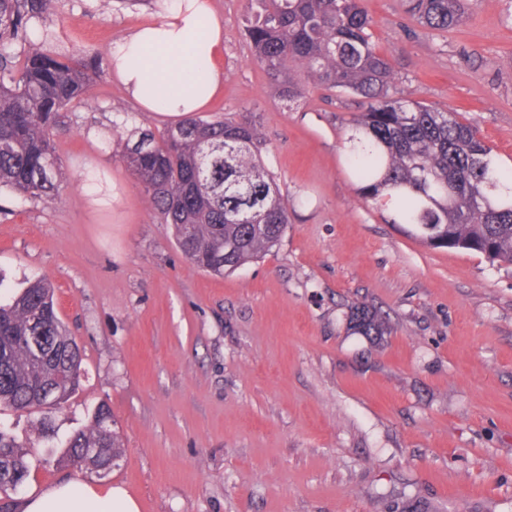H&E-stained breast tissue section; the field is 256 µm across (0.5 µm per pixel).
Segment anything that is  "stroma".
<instances>
[{
    "label": "stroma",
    "mask_w": 512,
    "mask_h": 512,
    "mask_svg": "<svg viewBox=\"0 0 512 512\" xmlns=\"http://www.w3.org/2000/svg\"><path fill=\"white\" fill-rule=\"evenodd\" d=\"M224 18V93L205 118L260 125L262 157L292 209L280 243L224 277L189 263L122 159L113 123L161 134L169 118L98 82L55 146L71 183L54 201L0 193V302L52 281L82 351L59 435L107 403L125 455L105 476L58 464L26 412L0 425L28 451L27 490L119 485L140 512H512V265L433 248L360 198L347 165L358 96L285 106L250 61V0ZM163 0H66L59 44L97 46ZM392 93L461 113L512 165V0H474L429 30L401 0H364ZM105 175L93 204L87 173ZM362 303L387 322L349 328Z\"/></svg>",
    "instance_id": "1"
}]
</instances>
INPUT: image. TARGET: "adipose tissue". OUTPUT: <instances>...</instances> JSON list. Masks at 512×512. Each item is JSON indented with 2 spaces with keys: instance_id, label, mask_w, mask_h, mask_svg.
Masks as SVG:
<instances>
[{
  "instance_id": "obj_1",
  "label": "adipose tissue",
  "mask_w": 512,
  "mask_h": 512,
  "mask_svg": "<svg viewBox=\"0 0 512 512\" xmlns=\"http://www.w3.org/2000/svg\"><path fill=\"white\" fill-rule=\"evenodd\" d=\"M224 53V21L210 0H172L162 16L132 28L113 44L116 78L146 110L175 120L201 111L224 89L219 59ZM204 69L203 84L189 83ZM23 512H139L119 486L69 482L30 493Z\"/></svg>"
}]
</instances>
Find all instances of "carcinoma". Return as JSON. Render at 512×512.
<instances>
[{
    "label": "carcinoma",
    "mask_w": 512,
    "mask_h": 512,
    "mask_svg": "<svg viewBox=\"0 0 512 512\" xmlns=\"http://www.w3.org/2000/svg\"><path fill=\"white\" fill-rule=\"evenodd\" d=\"M245 34L253 61L288 104L312 88H339L361 98L349 122L347 156L357 191L391 211V223L434 248L463 249L512 265V167L455 112L389 94L395 80L372 39L375 24L362 0H255ZM473 0H404L405 12L432 30L461 25ZM63 0H0V191L54 200L70 184L54 137L68 113L85 103L98 77V49L77 59L37 28L61 14ZM259 126L247 119L190 117L157 137L134 128L123 158L160 222L171 227L191 264L222 276L278 245L289 224L288 199L265 166ZM361 336H381L385 323L369 307H350ZM49 357H34L29 336ZM0 409L38 412V433L55 438L52 414L79 385L81 350L55 309L48 282L36 280L0 303ZM101 404L90 424L65 438L62 459L98 474L121 455ZM85 448H103L95 457ZM23 486L27 452L0 429V468Z\"/></svg>",
    "instance_id": "carcinoma-1"
}]
</instances>
